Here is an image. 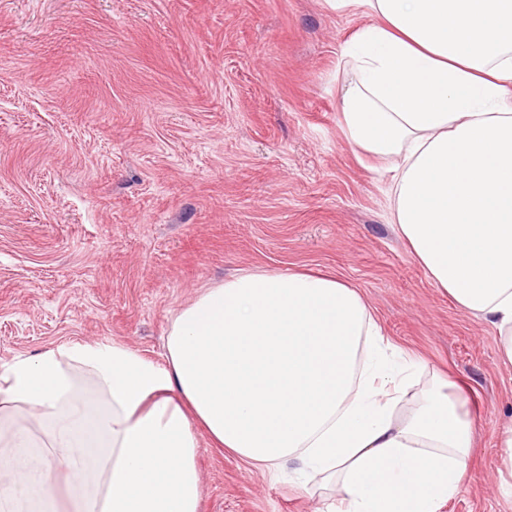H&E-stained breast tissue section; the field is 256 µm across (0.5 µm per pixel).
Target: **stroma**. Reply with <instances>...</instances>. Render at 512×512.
I'll return each instance as SVG.
<instances>
[{
	"label": "stroma",
	"instance_id": "stroma-1",
	"mask_svg": "<svg viewBox=\"0 0 512 512\" xmlns=\"http://www.w3.org/2000/svg\"><path fill=\"white\" fill-rule=\"evenodd\" d=\"M367 16L326 0H0V366L65 342L163 360L170 315L241 270H322L447 378L476 446L440 512H512L498 336L429 280L388 179L341 130L338 65ZM200 512H322L295 463L201 440Z\"/></svg>",
	"mask_w": 512,
	"mask_h": 512
}]
</instances>
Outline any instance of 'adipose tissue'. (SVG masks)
Segmentation results:
<instances>
[{
	"mask_svg": "<svg viewBox=\"0 0 512 512\" xmlns=\"http://www.w3.org/2000/svg\"><path fill=\"white\" fill-rule=\"evenodd\" d=\"M373 24L341 51L346 140L385 166L391 218L431 281L512 365V0H329ZM163 363L60 344L0 368V512H199L201 437L335 485L327 512H438L471 421L328 273L245 270L175 311Z\"/></svg>",
	"mask_w": 512,
	"mask_h": 512,
	"instance_id": "1",
	"label": "adipose tissue"
}]
</instances>
